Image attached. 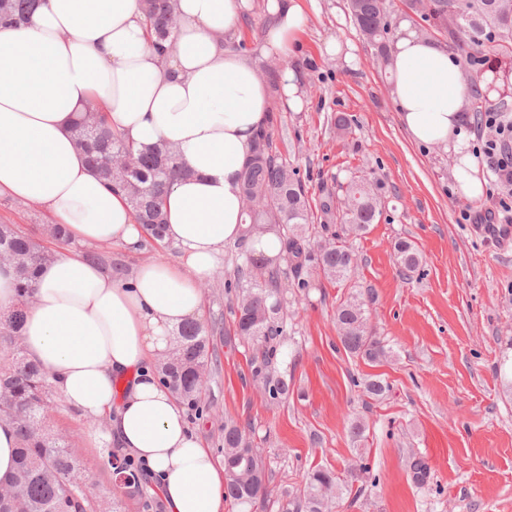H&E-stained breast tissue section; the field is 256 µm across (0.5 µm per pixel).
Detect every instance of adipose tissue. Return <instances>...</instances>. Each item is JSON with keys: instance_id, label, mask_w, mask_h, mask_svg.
<instances>
[{"instance_id": "ef3b65f1", "label": "adipose tissue", "mask_w": 512, "mask_h": 512, "mask_svg": "<svg viewBox=\"0 0 512 512\" xmlns=\"http://www.w3.org/2000/svg\"><path fill=\"white\" fill-rule=\"evenodd\" d=\"M246 6L178 0L177 50L167 58L147 39L139 0H42L23 22L0 26V195L44 206L76 243L138 249L142 230L128 202L102 185L69 132L92 99L138 147L170 145L189 170L166 204L177 261L116 275L81 252L57 254L38 271L24 325L30 360L70 408L92 424L107 420L122 451L146 463L167 512H224L228 473L157 366L173 330L200 319L197 283L228 245L247 241L258 258L280 251L276 231L246 238L240 176L270 117L257 61L287 55L308 18L298 0H265L270 24L253 60L222 41ZM387 71L410 139L446 147L460 196L480 199L485 179L469 151L466 106L474 88L497 99L494 75L470 86L454 55L405 21Z\"/></svg>"}]
</instances>
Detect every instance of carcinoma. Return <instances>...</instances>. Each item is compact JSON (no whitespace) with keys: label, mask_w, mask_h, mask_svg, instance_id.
I'll return each instance as SVG.
<instances>
[{"label":"carcinoma","mask_w":512,"mask_h":512,"mask_svg":"<svg viewBox=\"0 0 512 512\" xmlns=\"http://www.w3.org/2000/svg\"><path fill=\"white\" fill-rule=\"evenodd\" d=\"M36 2L0 0V24L22 22ZM411 6L433 29L467 33V42L453 39L463 56L475 55L484 40H512V0H411ZM349 8L365 39L377 47L381 56H386L391 26L385 0H349ZM142 13L152 46L164 56L172 53L179 26L175 0H142ZM91 121L95 128L82 152L109 188L125 193L145 240L164 245L166 193L188 170L167 145L135 150L121 133L110 128L103 109L94 103L87 104L76 116L73 127ZM241 183L249 224L246 233L258 224L286 228L279 234L280 258L287 260L294 271L290 287L302 292L310 288V281L301 277L309 265L317 266L330 279L342 281L350 277L356 258L343 243L325 240L318 244L317 251L309 248L307 191L297 178V170L278 154L272 126L258 134ZM380 190L378 184L363 176L351 181L342 212L346 232L360 234L380 216ZM0 252L13 253L22 261L13 267L18 285L17 306L0 325V420L14 425L20 439L18 466L5 478L15 495L0 499V512H57L61 505L66 512H94L93 493L71 481L72 475L83 471L71 438L53 434L44 425L52 388L47 373L28 360L22 343L27 312L23 301L34 293L43 247L17 225L0 224ZM394 254L407 273L419 265V251L409 241L395 242ZM263 267L265 264L252 252H246L236 264V283H227V289L239 288L233 333L256 346L252 358L255 382L269 399L278 400L288 393V383L275 375L272 364L276 342L286 336V319L278 278L271 274L260 283L252 282L253 271ZM336 327L349 355L371 363L387 356L385 346L372 332L361 298L351 295L339 302ZM211 363L209 332L199 323L185 324L176 329L172 352L158 365V373L180 401L197 409L207 384L199 376L198 367L208 368ZM389 389V384L378 376L363 383L364 395L372 399L382 398ZM104 454L111 459L109 465L119 464L127 475L125 483L113 486L116 502L136 499L140 507H149L150 499L143 494L144 476L131 469L129 461L117 458L111 448H105ZM224 467L236 473V477L229 478L224 499L241 507L240 512H270L274 507L278 512H332L333 495H341L342 489L358 480L361 472L354 466L342 479L329 470L315 469L303 487L288 495V501H273L267 486L265 458L251 446L245 430L232 420L224 423Z\"/></svg>","instance_id":"obj_1"}]
</instances>
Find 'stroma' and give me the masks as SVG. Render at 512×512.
Masks as SVG:
<instances>
[{"label":"stroma","mask_w":512,"mask_h":512,"mask_svg":"<svg viewBox=\"0 0 512 512\" xmlns=\"http://www.w3.org/2000/svg\"><path fill=\"white\" fill-rule=\"evenodd\" d=\"M300 3L308 25L290 63L304 107L274 106V142L309 192L317 240L341 234L339 206L352 177L382 185L381 214L364 234L346 239L358 258L350 279L339 283L310 268L308 294L288 307V341L274 361L287 397L273 403L258 389L253 346H228L217 334L218 362L187 422L217 455L224 420L235 419L263 452L277 498L304 485L312 469L337 473L355 464L365 471L338 512H512V244L462 218L489 206L496 174L484 168L479 201L458 198L447 150L414 145L401 129L386 64L355 27L348 0ZM332 41L340 53H328ZM341 115L350 121L344 132L336 127ZM325 196L335 204L328 215L319 208ZM51 221L37 204L0 196V224L36 232ZM400 239L420 253L414 273L396 261ZM246 249L242 242L226 247L201 283L205 328L231 326L225 283ZM352 291L367 300L388 351L379 363L350 356L337 337L336 302ZM374 375L390 386L380 401L365 400L359 387ZM52 406L51 429L72 436L94 494L111 504L105 423L89 424L57 395ZM355 417L367 425L361 442L349 430ZM417 459L429 469L423 485L412 478Z\"/></svg>","instance_id":"obj_1"}]
</instances>
